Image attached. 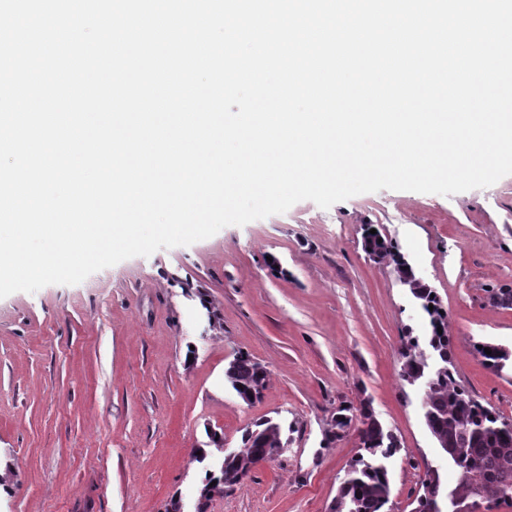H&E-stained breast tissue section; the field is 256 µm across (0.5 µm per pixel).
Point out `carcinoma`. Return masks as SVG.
<instances>
[{
  "label": "carcinoma",
  "instance_id": "1",
  "mask_svg": "<svg viewBox=\"0 0 512 512\" xmlns=\"http://www.w3.org/2000/svg\"><path fill=\"white\" fill-rule=\"evenodd\" d=\"M365 248L388 257L399 281L410 289L430 317L429 346L438 357V370L428 375L429 363L419 349L418 338L409 336L400 351L399 376L409 384L424 383L421 414L435 447L447 453L449 465L458 478L452 484L456 495L466 503L479 501L483 492L493 491L496 498L488 505L512 503V419L466 394L457 383L449 363L446 314L433 291L417 280L409 264L391 244L380 241L379 234H368ZM491 353H485V350ZM483 364L496 367L512 360V352L493 343L478 348ZM225 377L241 399L250 397L257 387L267 388L266 369L247 354L236 356L225 370ZM350 408L338 410L327 431V440L336 441L352 420ZM365 425L360 452L351 460L331 509L332 512H386L390 501L389 467L399 448L396 437L374 416L369 406L360 409ZM284 428L267 422L257 425V432L246 431L244 451L232 458L218 457L206 470V477L221 479L236 486L239 474L247 473L269 448L283 446Z\"/></svg>",
  "mask_w": 512,
  "mask_h": 512
}]
</instances>
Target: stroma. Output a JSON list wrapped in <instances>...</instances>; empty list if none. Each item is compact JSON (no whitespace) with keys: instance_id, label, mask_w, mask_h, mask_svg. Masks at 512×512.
I'll list each match as a JSON object with an SVG mask.
<instances>
[{"instance_id":"1","label":"stroma","mask_w":512,"mask_h":512,"mask_svg":"<svg viewBox=\"0 0 512 512\" xmlns=\"http://www.w3.org/2000/svg\"><path fill=\"white\" fill-rule=\"evenodd\" d=\"M409 262L447 314L466 393L512 419V371L477 347L512 350V175L448 197L380 190L323 209L301 201L75 285L0 299V512H194L209 432L225 450L282 420L288 447L207 512H329L358 447L325 432L369 403L396 436L391 512H411L438 451L418 387L400 376L405 337L428 318L368 230ZM247 354L268 371L246 403L225 369Z\"/></svg>"}]
</instances>
